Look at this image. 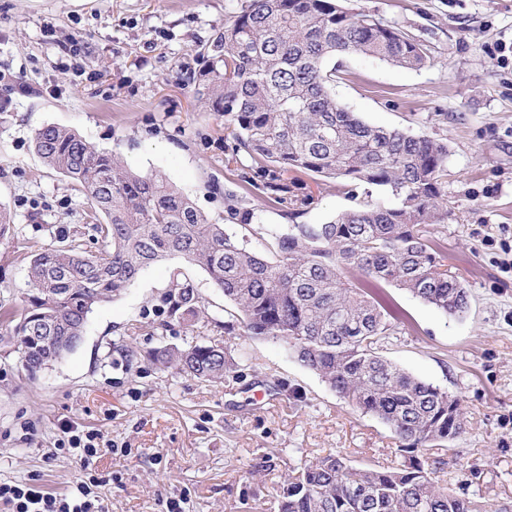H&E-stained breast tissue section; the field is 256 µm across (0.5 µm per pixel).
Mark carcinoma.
I'll use <instances>...</instances> for the list:
<instances>
[{
	"mask_svg": "<svg viewBox=\"0 0 512 512\" xmlns=\"http://www.w3.org/2000/svg\"><path fill=\"white\" fill-rule=\"evenodd\" d=\"M351 54L407 69L426 63L417 41L340 0H243L209 45L196 98L224 115L233 155L250 156L275 203H288L280 176L297 171L388 193L322 224L258 225L253 234L272 243L270 257L211 222L162 175L131 170L71 129L37 130L35 152L90 201V229L104 247L90 253L62 235L32 256L18 350L32 377L61 362L80 345L96 305L118 299L149 266L180 258L235 306L224 335L240 328L282 342L340 398L389 426L408 453L387 469L357 468L334 454L310 462L289 478L279 512H482L468 494L436 489L417 457L465 433L460 399L381 353L397 329L363 288L371 279L447 315L468 309L467 288L444 263L434 231L447 207L448 146L350 112L332 92L338 68L328 63ZM246 204L229 194L230 217L258 219ZM164 303L172 320L198 315L178 268ZM154 361L211 382L234 368L219 342L161 348Z\"/></svg>",
	"mask_w": 512,
	"mask_h": 512,
	"instance_id": "cac0c4a2",
	"label": "carcinoma"
}]
</instances>
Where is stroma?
<instances>
[{
	"label": "stroma",
	"mask_w": 512,
	"mask_h": 512,
	"mask_svg": "<svg viewBox=\"0 0 512 512\" xmlns=\"http://www.w3.org/2000/svg\"><path fill=\"white\" fill-rule=\"evenodd\" d=\"M241 0H0V479L36 475L63 494L82 476L54 447L63 423L95 431L116 452L91 463L107 477L102 512H278L299 467L333 453L355 466L401 462L391 429L347 404L281 344L225 336L233 305L196 266L172 259L145 269L116 301L90 314L79 348L29 377L13 339L29 289L32 252L59 232H83L86 196L33 150L36 130H75L98 149L180 188L209 220L229 224L224 194L260 210L263 223L320 224L367 199L365 185L295 174L312 201L287 218L246 155L228 162L224 119L195 95L203 53ZM400 28L428 60L402 69L361 54L337 58L339 100L369 123L448 146V215L436 227L445 262L469 307L452 317L378 284L373 297L399 334L385 357L461 400V438L419 459L436 486L476 494L487 512H512V274L497 245L512 233V62L491 55L512 42V0H347ZM195 290L198 319L169 321L162 297L173 269ZM223 342L238 363L211 383L157 367L152 353Z\"/></svg>",
	"instance_id": "obj_1"
}]
</instances>
